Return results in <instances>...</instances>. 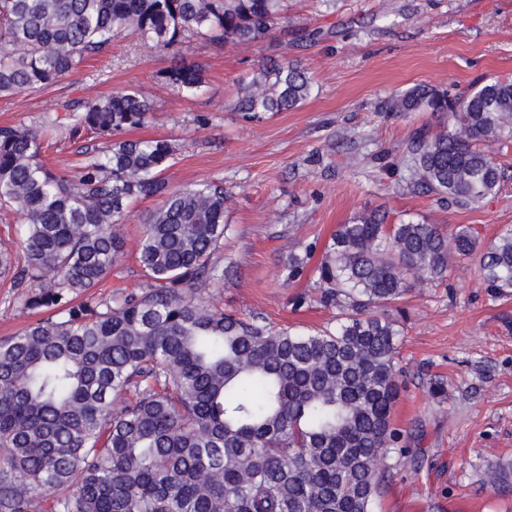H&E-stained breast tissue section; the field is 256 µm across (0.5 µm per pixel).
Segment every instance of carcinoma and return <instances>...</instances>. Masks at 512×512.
Returning a JSON list of instances; mask_svg holds the SVG:
<instances>
[{
  "label": "carcinoma",
  "mask_w": 512,
  "mask_h": 512,
  "mask_svg": "<svg viewBox=\"0 0 512 512\" xmlns=\"http://www.w3.org/2000/svg\"><path fill=\"white\" fill-rule=\"evenodd\" d=\"M287 0H0V94L35 91L72 74L131 29L161 51L187 38L251 46L271 38ZM202 67L160 72L191 94ZM313 90L293 61L258 67L239 83L234 110L253 119L300 108ZM153 111L128 90L68 109L69 136L103 141L78 179L41 161L60 120L40 129L0 126V203L21 217L16 252L0 245V274L18 299L48 313L0 339V512H373L384 460L403 453L394 409L402 322L389 312L411 281H443L448 235L435 224L366 210L338 225L315 268L318 301L336 326L276 329L202 304L200 288L224 271L212 264L230 225L224 186L174 187L168 139H124ZM386 111L428 112L403 153L412 186L469 207L497 193L501 164L489 147L512 146V81L455 95L418 84ZM152 199L138 293L102 288L123 255L129 206ZM454 250L476 248L469 228ZM308 255L284 264L290 281ZM484 284L512 293V227L481 252ZM512 464L495 463L499 488Z\"/></svg>",
  "instance_id": "obj_1"
}]
</instances>
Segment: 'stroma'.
<instances>
[{"instance_id":"obj_1","label":"stroma","mask_w":512,"mask_h":512,"mask_svg":"<svg viewBox=\"0 0 512 512\" xmlns=\"http://www.w3.org/2000/svg\"><path fill=\"white\" fill-rule=\"evenodd\" d=\"M287 31L256 46L223 47L187 39L178 54L152 47L129 30L109 51L60 82L0 96V126H38L46 107L96 99L133 87L154 104L130 139L166 138L177 147L167 176L174 186L223 183L224 220L232 231L213 257L224 271L201 289L206 304L278 328L332 326L313 274L289 282V254L316 245L313 260L338 225L382 209L452 232L465 224L480 244L512 226V152L502 160L497 194L468 208L414 191L401 146L431 116L394 114L388 101L414 85L449 93L512 77V0H288ZM202 65L205 83L191 96L158 73L173 60ZM300 62L313 92L297 110L247 121L235 112L238 84L269 60ZM99 139L71 140L58 130L43 159L77 175ZM155 203L134 204L123 225L125 250L109 291L146 282L138 256ZM399 364L406 374L394 411L407 451L390 453L391 475L375 512H512V485L484 482L489 465L512 462V294L485 287L478 254L452 257L442 284H414L399 302ZM0 275V338L35 322ZM448 394L432 398L431 380Z\"/></svg>"}]
</instances>
